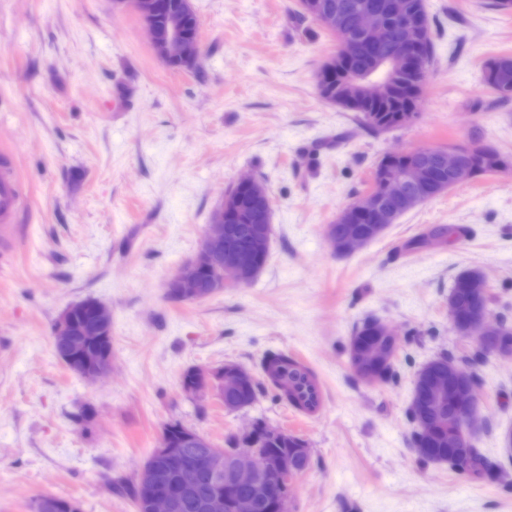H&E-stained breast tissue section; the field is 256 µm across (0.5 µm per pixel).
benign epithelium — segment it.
I'll return each instance as SVG.
<instances>
[{
    "label": "benign epithelium",
    "mask_w": 512,
    "mask_h": 512,
    "mask_svg": "<svg viewBox=\"0 0 512 512\" xmlns=\"http://www.w3.org/2000/svg\"><path fill=\"white\" fill-rule=\"evenodd\" d=\"M133 8L147 30L157 56L169 67L178 70L195 68L200 60L199 30L187 29L184 14L191 12L190 0H184V12L170 10L166 0H112V8ZM308 13L326 30L336 32V15L327 12L321 0H310ZM355 30L363 42L366 62L357 66L354 77L340 84L337 92H351L369 103L390 97L395 84L389 74L410 67L407 52L417 49L424 39V30L414 10L406 0H388L380 5L364 7L356 18ZM477 146L460 143L448 147L440 157L448 169V188L475 179L474 157ZM248 191L252 208L248 235L250 247L241 249L237 233L227 226L236 217L239 198L233 190L224 192L216 205L211 224L205 233L198 253L184 263L167 285L170 298L179 302H194L222 292L226 288H240L249 283L255 273V262L267 256L270 242L263 225L272 223L271 201L266 189L253 179L244 178L234 184ZM438 196L434 191V178L426 153L418 154L405 172L382 173L371 181L369 188L352 207L358 209L365 230L351 229L337 232V226L349 223L350 209H344L328 227V240L332 248L346 252L382 236L399 217L389 201L396 200L403 212ZM456 288L468 292V303L458 311L448 303V313L455 332L465 339L489 345L499 356H512V341L501 324H489L490 312L487 295L491 285L482 277L477 281L461 279ZM80 307L88 311L101 329L112 322L108 305L98 300H87ZM74 307L64 309L52 325L54 342L62 348H77L86 340L76 335L73 323ZM398 345L386 324L380 323L374 335L351 339L347 356L354 374L367 385L380 383V372L397 358ZM65 365L80 377L94 381L107 375L112 368V352L103 349L65 359ZM194 383L184 391L195 398L212 397L232 412L246 403L234 397V392L253 383V375L246 369L227 364L219 369L194 368ZM469 376V370L455 358L448 364L429 368L424 376L415 378L410 402V416L419 438L439 433L443 420H448L456 431L448 438L462 443L470 441L476 413L473 391L460 385ZM285 434L280 429L254 428L244 436L243 444L230 454L208 437L182 427L185 442L199 448L194 454H185L172 446L170 434L163 431L159 445L141 469L138 482L147 498L151 512H183L187 495L195 490L202 479L213 485L207 497L198 504L203 512H257L267 505L269 512H286L288 492L299 478L297 469L288 457H265L255 448L258 437L277 438Z\"/></svg>",
    "instance_id": "1"
}]
</instances>
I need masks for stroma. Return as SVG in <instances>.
<instances>
[{"instance_id":"1","label":"stroma","mask_w":512,"mask_h":512,"mask_svg":"<svg viewBox=\"0 0 512 512\" xmlns=\"http://www.w3.org/2000/svg\"><path fill=\"white\" fill-rule=\"evenodd\" d=\"M435 55L415 119L377 131L327 103L316 75L334 49L297 0H192L201 56L180 72L154 53L137 15L112 0H0V139L14 147L27 203L0 229V512L43 495L81 512H135L130 488L178 422L224 443L255 423L301 435L308 470L288 512H512V465L487 483L419 460L408 421L428 361L471 351L448 319L465 270L512 308V101L484 65L512 54V10L496 0H425ZM476 140L509 169L457 186L347 254L326 229L386 155ZM262 182L272 205L265 265L245 288L196 303L167 295L202 245L225 189ZM443 240L429 243L431 229ZM112 309V373L90 383L54 354L66 307ZM387 323L406 358L395 382L362 383L354 327ZM302 358L327 409L298 417L262 369ZM237 364L248 406L224 411L180 385L192 367ZM474 443L501 456L512 427V359L475 364Z\"/></svg>"}]
</instances>
